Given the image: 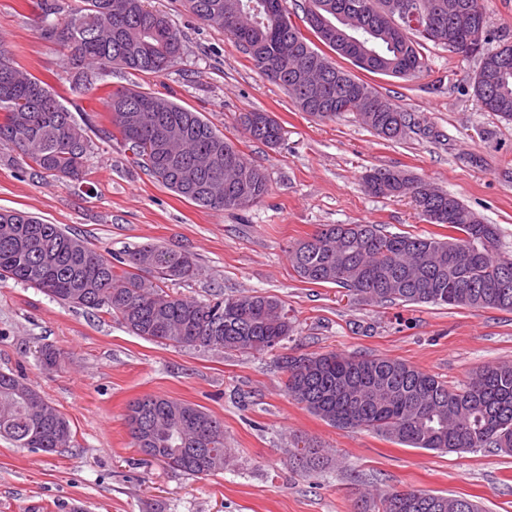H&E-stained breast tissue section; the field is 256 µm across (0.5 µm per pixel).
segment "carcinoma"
<instances>
[{
  "mask_svg": "<svg viewBox=\"0 0 512 512\" xmlns=\"http://www.w3.org/2000/svg\"><path fill=\"white\" fill-rule=\"evenodd\" d=\"M371 12L353 26L326 13L316 38L341 58L356 63L367 55L366 72L392 77L416 76L427 69L426 43L448 45L469 56V25L448 11L449 0H433L438 34L397 32L380 18L382 0H367ZM191 13L224 29L254 66L277 64L296 79L282 88L301 111L333 119L336 111L317 113L311 98L344 99L347 112L376 134L400 140L416 128L412 114L385 100L373 112L358 89L381 97L367 82L336 65L292 22L286 0H188ZM40 36L63 52L72 91H89L114 70L162 75L183 50L179 30L145 0H40ZM332 24L348 31L340 44L325 35ZM481 80L474 95L487 111L512 121V45L481 51ZM157 94L123 88L102 98L112 125L129 144L137 163L178 197L211 209L249 208L269 193L266 173L249 163L224 133L201 113L172 99L160 98V110L138 115L139 102ZM0 145L18 149L34 174L82 182L91 149L90 120L78 122L47 83L17 65L0 46ZM241 122L251 137L275 147L282 127L266 112H247ZM154 136L157 152L147 159L137 140ZM196 171L199 195L183 188V176ZM386 183L382 196L419 197V214L440 216L439 223L461 233L446 239L385 234L376 224H324L310 238L288 247L297 276L310 284H334L359 302L377 305L435 304L512 312V257L495 256L500 230L485 224L458 198L403 171L373 169L365 185ZM192 257L157 245H145L116 271L112 261L81 239L22 211L0 210V280L11 279L40 289L64 304L104 310L135 336L192 347L239 352H270L293 332L282 302L268 295L246 294L209 301L179 297L151 282L188 280L197 274ZM286 372L288 397L337 428L364 427L411 448L468 453L491 448L512 454V360L488 365L461 388L396 358L336 352L279 358ZM127 419L138 421L135 447L169 467L192 475L224 470V423L203 407L161 396L129 404ZM0 438L19 448L56 453L70 447L69 421L35 388L13 373L0 372ZM293 456L304 472L325 466L319 445L294 444ZM358 512H482L473 500L423 490H394L380 503L361 500Z\"/></svg>",
  "mask_w": 512,
  "mask_h": 512,
  "instance_id": "carcinoma-1",
  "label": "carcinoma"
}]
</instances>
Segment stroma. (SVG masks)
Masks as SVG:
<instances>
[{
  "label": "stroma",
  "instance_id": "stroma-1",
  "mask_svg": "<svg viewBox=\"0 0 512 512\" xmlns=\"http://www.w3.org/2000/svg\"><path fill=\"white\" fill-rule=\"evenodd\" d=\"M39 0H0V44L13 59L111 130L102 99L135 88L174 96L201 112L250 163L270 191L244 210L197 206L137 167L120 134L93 138L85 182L33 175L17 150L0 146V208L61 225L107 258L145 245L193 256L192 279L166 291L198 300L278 298L294 331L272 352L189 349L134 336L103 311L73 308L37 288L0 280V371H13L69 421L70 447L54 454L0 440V512H356L362 494L425 490L465 496L484 512H512V456L490 449L438 453L392 443L367 428H336L292 401L279 355L399 358L449 385L512 360V312L432 304L377 306L333 284L301 281L288 248L323 224H378L390 233L447 237L407 196H374L363 175L402 170L448 192L501 230L497 254L512 255V124L484 111L473 93L479 59L428 45V68L412 78L358 71V78L414 114L423 130L379 138L352 113L322 120L302 112L260 73L222 29L186 0H147L185 44L162 76L113 72L103 88L71 91L59 48L36 32ZM244 112H266L283 137L271 148L243 129ZM62 352L45 368L40 350ZM146 395L206 408L224 423L232 459L224 471L191 475L132 444L129 403ZM325 449L327 466L296 471L298 439Z\"/></svg>",
  "mask_w": 512,
  "mask_h": 512
}]
</instances>
